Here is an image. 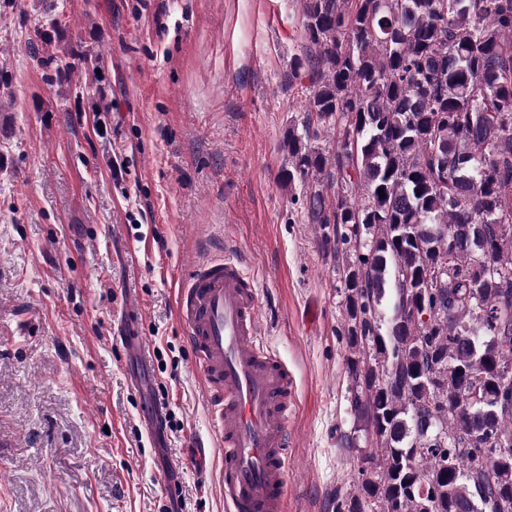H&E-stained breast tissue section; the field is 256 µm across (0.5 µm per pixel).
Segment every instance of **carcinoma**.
Masks as SVG:
<instances>
[{"label":"carcinoma","mask_w":512,"mask_h":512,"mask_svg":"<svg viewBox=\"0 0 512 512\" xmlns=\"http://www.w3.org/2000/svg\"><path fill=\"white\" fill-rule=\"evenodd\" d=\"M65 27L31 47L58 83L100 68ZM288 79L285 179L345 260L347 401L375 437L331 512H512V0H302Z\"/></svg>","instance_id":"cac0c4a2"}]
</instances>
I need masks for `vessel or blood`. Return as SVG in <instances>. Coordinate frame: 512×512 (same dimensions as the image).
Wrapping results in <instances>:
<instances>
[{"instance_id":"1","label":"vessel or blood","mask_w":512,"mask_h":512,"mask_svg":"<svg viewBox=\"0 0 512 512\" xmlns=\"http://www.w3.org/2000/svg\"><path fill=\"white\" fill-rule=\"evenodd\" d=\"M260 289L233 250L193 263L182 279L176 315L192 350L210 425L224 452L221 493L226 512H288L289 423L296 380L263 339ZM145 309L127 298L120 341L133 366L135 391L151 384L140 332Z\"/></svg>"}]
</instances>
